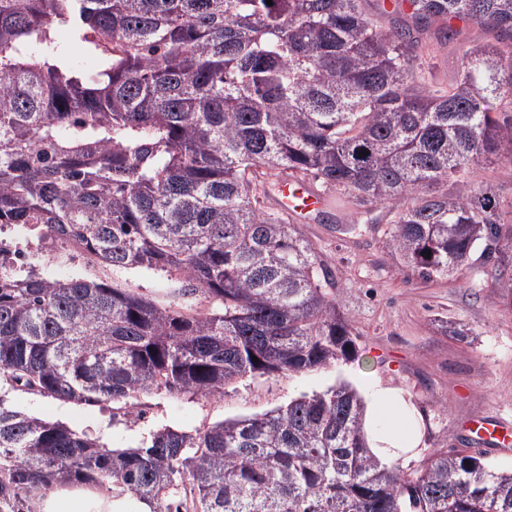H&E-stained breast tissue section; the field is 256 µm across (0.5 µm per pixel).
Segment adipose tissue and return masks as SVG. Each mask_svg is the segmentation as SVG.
I'll return each mask as SVG.
<instances>
[{
  "label": "adipose tissue",
  "mask_w": 512,
  "mask_h": 512,
  "mask_svg": "<svg viewBox=\"0 0 512 512\" xmlns=\"http://www.w3.org/2000/svg\"><path fill=\"white\" fill-rule=\"evenodd\" d=\"M381 414L367 413L364 430L372 453L389 463L418 447L420 433L413 412L395 391H381ZM37 512H149L135 497L115 495L108 489L60 484L41 496Z\"/></svg>",
  "instance_id": "adipose-tissue-1"
}]
</instances>
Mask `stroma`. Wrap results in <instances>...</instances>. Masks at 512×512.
I'll return each mask as SVG.
<instances>
[{
	"mask_svg": "<svg viewBox=\"0 0 512 512\" xmlns=\"http://www.w3.org/2000/svg\"><path fill=\"white\" fill-rule=\"evenodd\" d=\"M485 37L482 27L470 24L461 42L437 45L425 62L432 88L446 87L466 45ZM328 198L313 223L295 229L319 248L336 277V298L357 333L355 360L305 374L247 379L227 387L220 398L144 394L145 417L135 422L113 417L102 404L22 393L8 394L9 405L79 431L106 426L111 447L134 448L152 429L193 431L262 414L345 381L366 406L374 405L382 389L398 391L411 405L421 442L403 460L404 468H416L439 450L473 447L466 434L469 420L490 414L512 419V284L495 280L491 266L477 258L448 278L424 280L399 264L386 243L388 206H360L336 192ZM68 274L148 295L168 284L154 271L102 270L78 253L69 256ZM449 322L464 326L465 335H451Z\"/></svg>",
	"mask_w": 512,
	"mask_h": 512,
	"instance_id": "1",
	"label": "stroma"
}]
</instances>
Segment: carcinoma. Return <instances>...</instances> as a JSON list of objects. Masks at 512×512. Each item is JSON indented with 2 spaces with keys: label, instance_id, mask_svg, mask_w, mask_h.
<instances>
[{
  "label": "carcinoma",
  "instance_id": "obj_1",
  "mask_svg": "<svg viewBox=\"0 0 512 512\" xmlns=\"http://www.w3.org/2000/svg\"><path fill=\"white\" fill-rule=\"evenodd\" d=\"M367 2L0 0V234L34 224L176 283L149 297L34 263L0 272V512L75 481L150 512H512V471L479 450L381 464L344 382L136 448L6 405L19 391L139 419L143 394L221 398L354 360L334 274L264 210L284 176L390 204L389 245L427 280L477 254L512 281V221L470 180L512 163V0H408L412 25L390 31ZM459 22L496 42L433 90L414 30L449 44Z\"/></svg>",
  "mask_w": 512,
  "mask_h": 512
}]
</instances>
